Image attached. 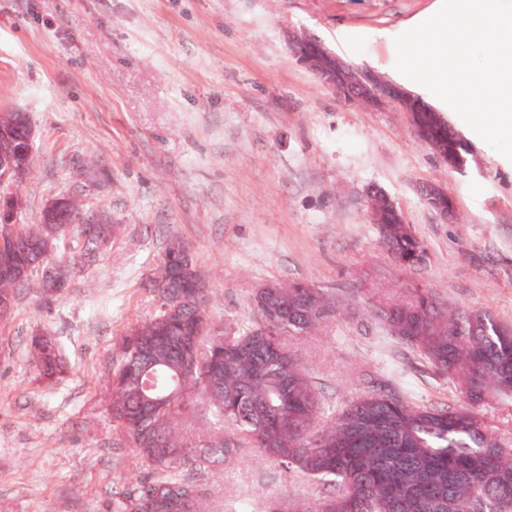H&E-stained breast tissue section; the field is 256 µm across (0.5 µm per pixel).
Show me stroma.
Returning a JSON list of instances; mask_svg holds the SVG:
<instances>
[{"mask_svg": "<svg viewBox=\"0 0 512 512\" xmlns=\"http://www.w3.org/2000/svg\"><path fill=\"white\" fill-rule=\"evenodd\" d=\"M440 6L0 0V112L23 113L33 131L18 223H38L67 195L119 227L92 263L75 234L62 238L56 254L75 264L67 287L49 301L36 284L20 288L0 320V512H115L147 480L112 421V379L122 337L157 309L150 280L175 239L207 284L209 327L254 326L253 294L269 282L330 297L333 319L284 339L324 415L384 381L413 402L461 401L375 315L420 290L512 326V161L395 68L394 37ZM292 33L442 111L472 145V168H448L397 105L371 109L324 83L290 48ZM431 186L447 190L452 216L427 205ZM374 188L421 241L420 264L388 253L366 207ZM39 334L67 367L50 385L33 368ZM205 475L210 512H271L324 492L250 448Z\"/></svg>", "mask_w": 512, "mask_h": 512, "instance_id": "stroma-1", "label": "stroma"}]
</instances>
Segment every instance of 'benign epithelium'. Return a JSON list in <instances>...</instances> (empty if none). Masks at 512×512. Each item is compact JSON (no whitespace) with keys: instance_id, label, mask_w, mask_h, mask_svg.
<instances>
[{"instance_id":"7a95c632","label":"benign epithelium","mask_w":512,"mask_h":512,"mask_svg":"<svg viewBox=\"0 0 512 512\" xmlns=\"http://www.w3.org/2000/svg\"><path fill=\"white\" fill-rule=\"evenodd\" d=\"M290 47L300 61L313 71L322 81L339 88L354 99L368 105L376 106L391 102L407 112L411 125L417 135L425 141L436 156L452 170L464 173L471 168L474 161L473 151L465 157H458L457 145L465 139L451 126L444 115L425 103L421 98L411 94L403 87L381 80L370 70H362L345 62L321 42L303 36L288 38ZM19 113L0 114V181L12 183L21 181L29 165L32 145L31 129H26L24 136H19ZM425 199L430 206L443 216H448L454 209V203L443 188L433 187L428 190ZM71 198L58 197L47 204L54 212L52 223L63 224L70 229L63 212L69 210ZM368 212L371 222L382 224L390 217L395 224L405 223V218L395 204L381 191L372 190L368 194ZM21 208V201L16 195L0 200V239L7 238L12 247L0 251V282L20 283L28 277L32 267H37L40 281L47 288L62 291L68 281V270L55 262L50 249L44 247L43 236L35 233L22 238L15 235L14 216ZM168 273L162 285L186 281L191 284L189 291L167 294L165 310L176 318H181L184 310L198 305L205 294V284L197 270L188 259L182 244L172 243L170 254L166 258ZM298 287V284L291 285ZM284 283L271 282L257 290L256 308L263 310L268 303L281 299L287 288Z\"/></svg>"}]
</instances>
